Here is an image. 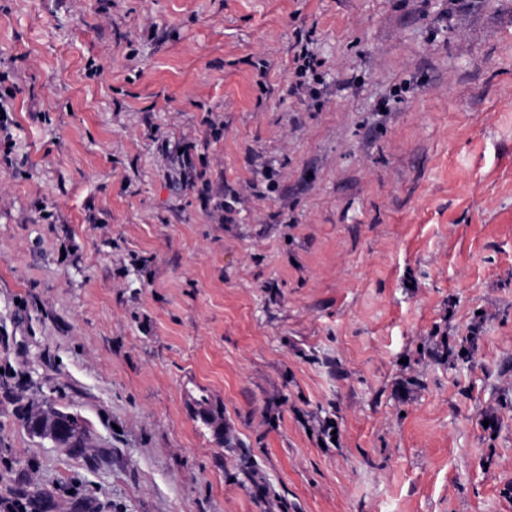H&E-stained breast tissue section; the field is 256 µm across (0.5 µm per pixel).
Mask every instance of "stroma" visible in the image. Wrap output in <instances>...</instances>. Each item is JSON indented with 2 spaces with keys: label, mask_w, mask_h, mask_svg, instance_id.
Masks as SVG:
<instances>
[{
  "label": "stroma",
  "mask_w": 512,
  "mask_h": 512,
  "mask_svg": "<svg viewBox=\"0 0 512 512\" xmlns=\"http://www.w3.org/2000/svg\"><path fill=\"white\" fill-rule=\"evenodd\" d=\"M3 73L0 512H512V0H0ZM293 63L296 64L294 73L297 80L291 84L292 91L298 92L303 89H309V92H311L312 90L308 88L310 86L307 81L308 73H311L313 80L315 75L314 66L306 46L302 45L300 51L295 52ZM65 408L48 407L36 412L20 409L18 418L26 431L58 448H68L73 455L83 454L89 447L90 433L79 444L73 442V429L65 422Z\"/></svg>",
  "instance_id": "stroma-1"
}]
</instances>
